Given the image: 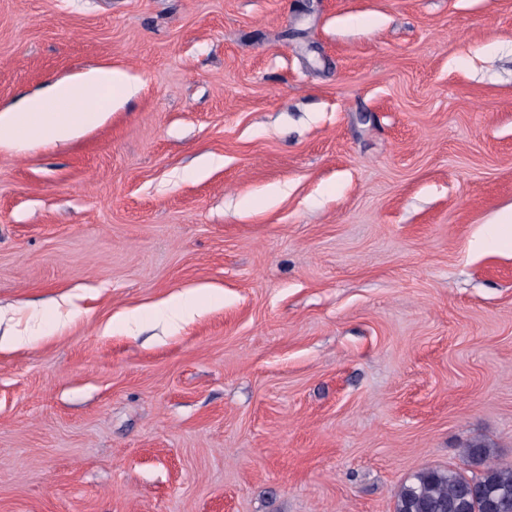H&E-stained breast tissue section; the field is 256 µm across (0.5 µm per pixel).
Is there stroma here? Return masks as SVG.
<instances>
[{
	"mask_svg": "<svg viewBox=\"0 0 512 512\" xmlns=\"http://www.w3.org/2000/svg\"><path fill=\"white\" fill-rule=\"evenodd\" d=\"M104 67L100 126L0 148V512H394L512 464V0H0V109ZM492 454L474 442L463 449L465 469L418 472L395 494V512H512V464H494Z\"/></svg>",
	"mask_w": 512,
	"mask_h": 512,
	"instance_id": "stroma-1",
	"label": "stroma"
}]
</instances>
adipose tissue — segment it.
I'll return each mask as SVG.
<instances>
[{"instance_id":"adipose-tissue-1","label":"adipose tissue","mask_w":512,"mask_h":512,"mask_svg":"<svg viewBox=\"0 0 512 512\" xmlns=\"http://www.w3.org/2000/svg\"><path fill=\"white\" fill-rule=\"evenodd\" d=\"M134 78L109 68L93 69L50 84L14 111L0 113V145L62 141L100 125L113 99L131 94Z\"/></svg>"}]
</instances>
